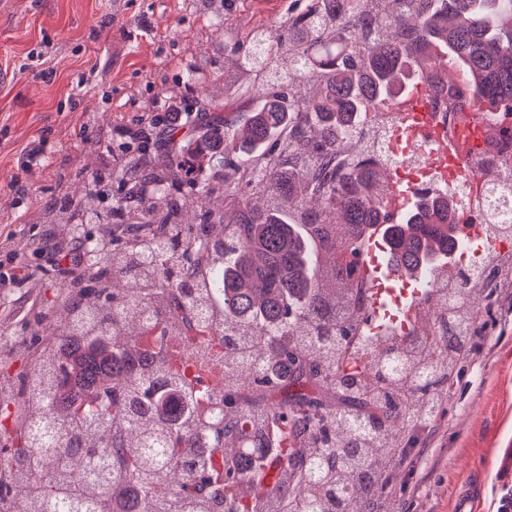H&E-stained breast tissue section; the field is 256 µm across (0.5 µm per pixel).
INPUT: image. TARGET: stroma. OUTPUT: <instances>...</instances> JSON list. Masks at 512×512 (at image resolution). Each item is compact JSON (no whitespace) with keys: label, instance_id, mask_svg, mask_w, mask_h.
Instances as JSON below:
<instances>
[{"label":"stroma","instance_id":"1","mask_svg":"<svg viewBox=\"0 0 512 512\" xmlns=\"http://www.w3.org/2000/svg\"><path fill=\"white\" fill-rule=\"evenodd\" d=\"M300 0H0V236L14 235L32 282L0 288V332L10 337L0 379L30 367L33 315L58 304L59 256L34 251L52 236L44 212L60 193L85 198L92 176L115 172L144 118L169 103L198 106L224 91V61L245 51L249 32L277 36ZM50 78L22 71L31 50ZM103 134L92 145L88 134ZM44 146L42 164L27 152ZM476 326L489 355L455 378L433 452L417 472L398 468L393 499L411 512H495L499 475L512 459V312ZM422 484L410 498L411 480Z\"/></svg>","mask_w":512,"mask_h":512}]
</instances>
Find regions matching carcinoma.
Returning a JSON list of instances; mask_svg holds the SVG:
<instances>
[{"mask_svg":"<svg viewBox=\"0 0 512 512\" xmlns=\"http://www.w3.org/2000/svg\"><path fill=\"white\" fill-rule=\"evenodd\" d=\"M252 40L224 66L227 82L249 75L235 109L215 98L187 132L147 130L117 172L112 241L97 240L83 269L62 280L57 337L34 343L39 377L61 376L52 398L25 391L32 378L20 373L18 398L0 406L17 439L13 463H0V512H109L110 489L124 483L141 487L131 512H363L371 484L340 478V463L373 438L395 469L423 418L441 421L451 375L475 350L476 320L493 318L512 288V262L458 266L451 316L395 370L396 343L374 350L370 373L336 370L357 335L351 308L365 286L355 242L388 204L381 161L343 143L411 71L459 111L441 52L462 69L469 96L512 114V0H308L276 42ZM278 56L288 67L273 65ZM218 142L224 174H208L201 160ZM47 223L101 220L78 202L48 209ZM455 224L448 198L423 197L391 225L388 259L432 274L429 291L447 289L435 271L458 252ZM147 311L202 356L222 344L224 376L209 390L221 419L209 447L190 446L201 418L160 423L157 386L193 403L198 391L175 352L142 344ZM89 338L97 347L59 352ZM257 345L260 357L291 366L288 382L251 368L244 349ZM75 379L87 389L78 402L68 393ZM246 426L257 438L282 432L293 470L242 498L238 462L224 460L220 475L211 456Z\"/></svg>","mask_w":512,"mask_h":512,"instance_id":"1","label":"carcinoma"}]
</instances>
